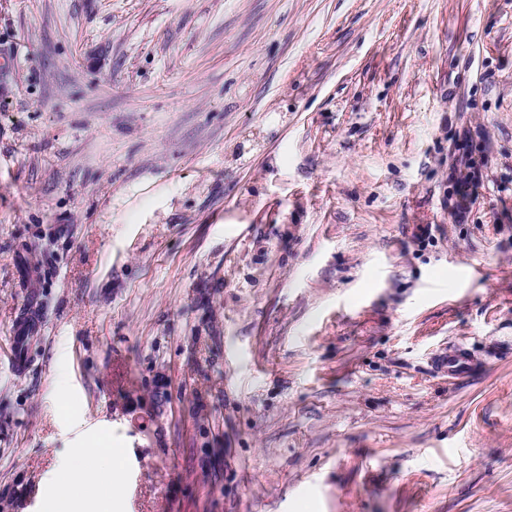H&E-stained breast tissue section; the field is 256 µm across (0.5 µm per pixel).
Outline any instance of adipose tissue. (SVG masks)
I'll use <instances>...</instances> for the list:
<instances>
[{
    "mask_svg": "<svg viewBox=\"0 0 512 512\" xmlns=\"http://www.w3.org/2000/svg\"><path fill=\"white\" fill-rule=\"evenodd\" d=\"M98 457L104 460L103 468L96 471L86 470L87 458ZM125 475V453L123 449L113 447L109 437L102 436L82 448L73 449L67 462L55 473L53 485L58 498L67 499L82 485L98 489L97 512H112L121 490Z\"/></svg>",
    "mask_w": 512,
    "mask_h": 512,
    "instance_id": "obj_1",
    "label": "adipose tissue"
}]
</instances>
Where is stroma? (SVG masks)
<instances>
[{"mask_svg":"<svg viewBox=\"0 0 512 512\" xmlns=\"http://www.w3.org/2000/svg\"><path fill=\"white\" fill-rule=\"evenodd\" d=\"M28 311L0 512L101 435L115 512H512V0H0ZM435 365L437 370L448 374V378L453 381L468 378L480 369V365L463 345L449 348L448 355L435 359Z\"/></svg>","mask_w":512,"mask_h":512,"instance_id":"stroma-1","label":"stroma"}]
</instances>
